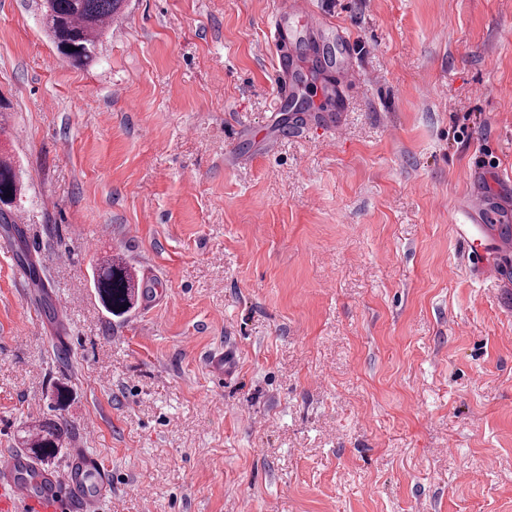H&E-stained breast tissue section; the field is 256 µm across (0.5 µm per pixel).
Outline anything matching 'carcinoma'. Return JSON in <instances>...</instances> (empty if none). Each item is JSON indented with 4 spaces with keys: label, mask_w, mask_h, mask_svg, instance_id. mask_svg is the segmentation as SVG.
Listing matches in <instances>:
<instances>
[{
    "label": "carcinoma",
    "mask_w": 512,
    "mask_h": 512,
    "mask_svg": "<svg viewBox=\"0 0 512 512\" xmlns=\"http://www.w3.org/2000/svg\"><path fill=\"white\" fill-rule=\"evenodd\" d=\"M125 0H42L46 34L57 52L75 67H87L98 57L101 39L112 19L120 16ZM22 183L14 164L0 156V198L15 200ZM95 293L107 313L121 317L139 299V284L133 272L113 258L99 263L93 273ZM70 435L61 417L46 419L23 441L35 461L54 460Z\"/></svg>",
    "instance_id": "cac0c4a2"
}]
</instances>
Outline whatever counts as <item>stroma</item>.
<instances>
[{
    "label": "stroma",
    "instance_id": "obj_1",
    "mask_svg": "<svg viewBox=\"0 0 512 512\" xmlns=\"http://www.w3.org/2000/svg\"><path fill=\"white\" fill-rule=\"evenodd\" d=\"M312 2L355 44L333 128L275 109L279 0H127L84 69L0 0V461L61 383L99 512H512V278L453 230L482 192L512 266V0ZM22 183L19 178L18 172L14 164L9 158L0 156V202L3 198H9L11 203L21 195ZM9 203V204H11ZM7 206L3 208L0 206V224H14L15 212L12 211L13 207ZM456 236L467 247L473 269L480 277L492 278L498 281L506 279L505 269L496 261L488 258L484 231L479 224H457ZM95 293L107 313L121 317L134 308L139 299V284L133 272L119 260H103L93 273Z\"/></svg>",
    "mask_w": 512,
    "mask_h": 512
}]
</instances>
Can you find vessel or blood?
I'll list each match as a JSON object with an SVG mask.
<instances>
[{
    "label": "vessel or blood",
    "mask_w": 512,
    "mask_h": 512,
    "mask_svg": "<svg viewBox=\"0 0 512 512\" xmlns=\"http://www.w3.org/2000/svg\"><path fill=\"white\" fill-rule=\"evenodd\" d=\"M313 18L308 0H280L273 37L276 46L287 49L290 66L277 86L278 107H285L302 86L294 78L301 69L298 34L311 25ZM490 208L486 196H472L474 221L456 225L455 231L468 250L474 271L479 276L502 281L506 271L489 259L484 231L477 223ZM110 484L109 469L82 449L74 450L72 462L64 472L39 468L25 454L18 453L0 462V512H98L100 499Z\"/></svg>",
    "instance_id": "vessel-or-blood-1"
}]
</instances>
